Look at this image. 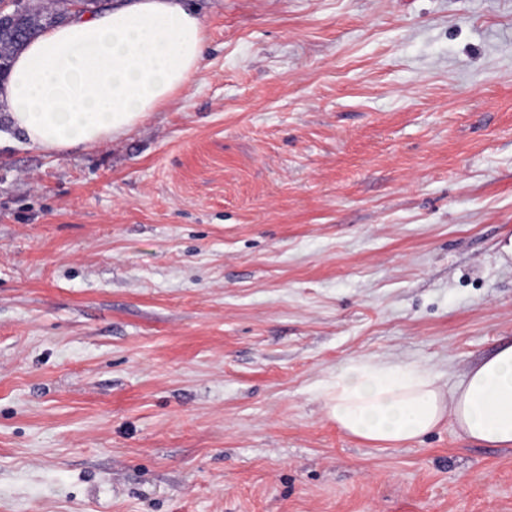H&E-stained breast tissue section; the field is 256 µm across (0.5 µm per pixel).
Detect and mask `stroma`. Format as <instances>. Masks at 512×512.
Instances as JSON below:
<instances>
[{
  "label": "stroma",
  "instance_id": "35a3bbf8",
  "mask_svg": "<svg viewBox=\"0 0 512 512\" xmlns=\"http://www.w3.org/2000/svg\"><path fill=\"white\" fill-rule=\"evenodd\" d=\"M129 135L0 147V512H512V447L327 418L512 340V0H189Z\"/></svg>",
  "mask_w": 512,
  "mask_h": 512
}]
</instances>
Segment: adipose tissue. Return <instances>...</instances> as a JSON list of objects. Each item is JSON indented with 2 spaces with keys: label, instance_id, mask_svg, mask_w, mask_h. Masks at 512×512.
Returning <instances> with one entry per match:
<instances>
[{
  "label": "adipose tissue",
  "instance_id": "obj_1",
  "mask_svg": "<svg viewBox=\"0 0 512 512\" xmlns=\"http://www.w3.org/2000/svg\"><path fill=\"white\" fill-rule=\"evenodd\" d=\"M206 29L185 0H127L76 16L16 55L0 109L33 146L55 154L128 135L190 86ZM327 417L378 445L422 438L444 423L478 443L512 447V343L453 387L417 366L356 359L322 390Z\"/></svg>",
  "mask_w": 512,
  "mask_h": 512
}]
</instances>
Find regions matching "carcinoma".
<instances>
[{
	"mask_svg": "<svg viewBox=\"0 0 512 512\" xmlns=\"http://www.w3.org/2000/svg\"><path fill=\"white\" fill-rule=\"evenodd\" d=\"M35 3L33 10L26 13V21L21 27H0V70H10L14 56L40 31L71 16V0H35Z\"/></svg>",
	"mask_w": 512,
	"mask_h": 512,
	"instance_id": "obj_1",
	"label": "carcinoma"
}]
</instances>
